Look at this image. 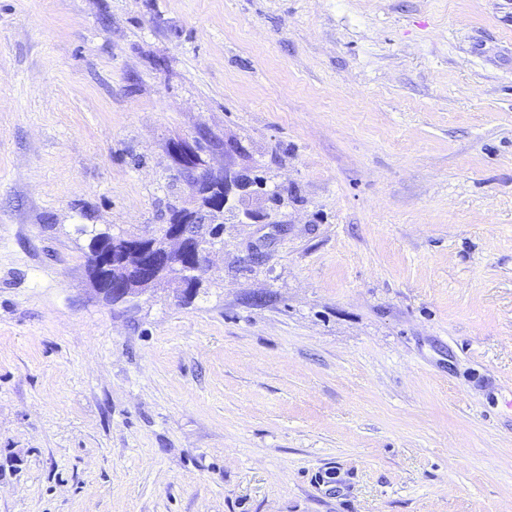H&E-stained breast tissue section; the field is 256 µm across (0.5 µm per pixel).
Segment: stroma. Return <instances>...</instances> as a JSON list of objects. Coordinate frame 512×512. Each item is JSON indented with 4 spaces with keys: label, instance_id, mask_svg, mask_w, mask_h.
<instances>
[{
    "label": "stroma",
    "instance_id": "35a3bbf8",
    "mask_svg": "<svg viewBox=\"0 0 512 512\" xmlns=\"http://www.w3.org/2000/svg\"><path fill=\"white\" fill-rule=\"evenodd\" d=\"M228 140L268 220L97 293ZM0 512H512V0H0Z\"/></svg>",
    "mask_w": 512,
    "mask_h": 512
}]
</instances>
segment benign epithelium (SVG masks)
I'll return each mask as SVG.
<instances>
[{
  "mask_svg": "<svg viewBox=\"0 0 512 512\" xmlns=\"http://www.w3.org/2000/svg\"><path fill=\"white\" fill-rule=\"evenodd\" d=\"M243 153L242 147L234 141L224 142V171L214 173L206 169L198 171L197 179L210 189L224 191V199L238 198L241 208L237 217L250 223H261L266 219L259 197L253 191V179L244 170L235 168L230 162ZM210 222L200 220L194 209L184 207L178 210L175 218L165 225L161 235L149 234L141 237H129L121 241L102 239L100 246L106 247L105 261L89 267L90 278L97 291L107 297L121 300L131 294L139 295L141 288H129L127 283L112 280V265L127 260L133 255L135 263L129 266L132 281L144 286H154L167 279L172 273L182 279L201 281L208 271V257L214 248L213 240L220 235L221 227L216 218L223 214L224 204L218 200L211 203Z\"/></svg>",
  "mask_w": 512,
  "mask_h": 512,
  "instance_id": "1",
  "label": "benign epithelium"
}]
</instances>
